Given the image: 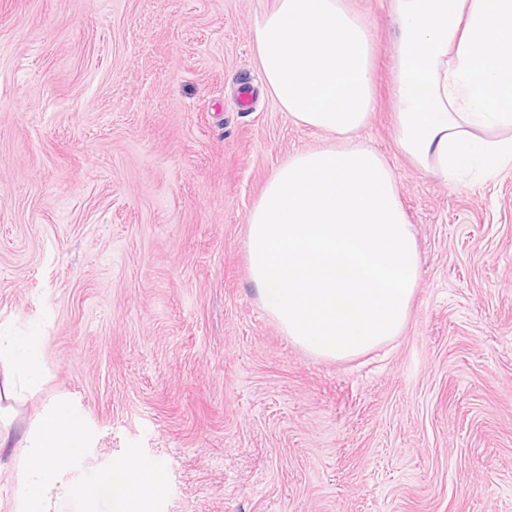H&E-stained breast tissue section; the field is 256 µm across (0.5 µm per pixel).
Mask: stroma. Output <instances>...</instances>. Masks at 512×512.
<instances>
[{"label":"stroma","instance_id":"obj_1","mask_svg":"<svg viewBox=\"0 0 512 512\" xmlns=\"http://www.w3.org/2000/svg\"><path fill=\"white\" fill-rule=\"evenodd\" d=\"M275 0H0V325L40 326L41 386L87 448L65 481L156 465L145 512H512V167L456 182L395 141L389 0L374 108L420 254L401 335L361 356L289 342L249 280L273 171L328 145L261 90Z\"/></svg>","mask_w":512,"mask_h":512}]
</instances>
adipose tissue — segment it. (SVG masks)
<instances>
[{
    "mask_svg": "<svg viewBox=\"0 0 512 512\" xmlns=\"http://www.w3.org/2000/svg\"><path fill=\"white\" fill-rule=\"evenodd\" d=\"M397 20L396 141L423 169L453 181L478 165L512 167V0H391ZM42 339H0V424L19 384L40 381ZM80 420L55 404L19 438L0 431V459L22 452L15 512H63L69 501L112 496V512H142L157 469L137 453L81 486L61 481L85 446Z\"/></svg>",
    "mask_w": 512,
    "mask_h": 512,
    "instance_id": "adipose-tissue-1",
    "label": "adipose tissue"
}]
</instances>
